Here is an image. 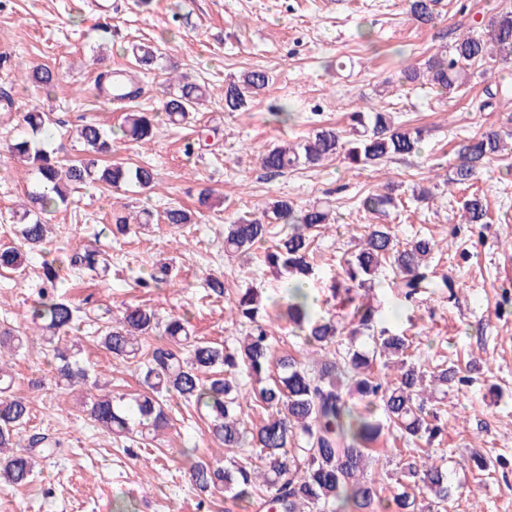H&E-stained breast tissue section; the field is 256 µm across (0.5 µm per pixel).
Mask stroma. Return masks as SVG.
<instances>
[{
    "mask_svg": "<svg viewBox=\"0 0 512 512\" xmlns=\"http://www.w3.org/2000/svg\"><path fill=\"white\" fill-rule=\"evenodd\" d=\"M0 0V93L12 109L0 112V246L18 243L17 227L34 169L14 160L8 145L25 112L37 108L55 125L43 145L65 163L84 157L76 138L86 122L118 129L123 111L97 90L102 69H125L137 42L158 45L162 57L153 70L136 76L141 89L132 111L157 112L170 85L186 74L204 83L209 98L191 124H158L151 143L118 140L104 164L130 162L155 171L152 189L83 186L69 204L48 217L52 233L44 251H23L18 271L0 270V323L26 333L31 344L12 361L14 392L31 402L26 432L59 440L23 488L0 484V512H267L261 503L245 508L223 495L199 497L185 473L181 449L210 457L218 445L208 421L194 408L173 402L168 429L141 446L95 428L79 402L84 392L51 381L48 356L28 310L42 289L44 261L62 268L57 292L79 310L72 340L82 358L109 380L113 396L140 391L136 365L120 363L100 349L104 312L121 316L129 306L153 308L160 319L187 316L196 336L234 345L241 334L228 301L253 287L274 296L283 274L254 259L242 262L224 252V226L253 216L258 204L281 197L303 207L329 202L334 224L312 232L309 286L335 312L332 276L357 253L372 224L360 200L392 190L399 204L381 221L400 243L432 238L429 286L415 302H405L391 269H383L369 296L380 305L387 326L414 337L426 369L455 365L471 376L470 386L449 387L434 401L444 424L440 446L447 452L454 497L448 512H512V174L503 161L487 164L472 188L452 183L459 144L490 129L512 131V60L473 65L466 82L445 95L427 80L404 82L402 71L422 66L438 48L466 33H480L487 20L512 0H434L435 20L414 23L406 0ZM49 66L61 81L45 92L30 79ZM262 69L269 86L249 111L224 109V84L232 75ZM507 87L488 108H480L486 88ZM288 105L292 122L272 114ZM375 108L422 131L420 153L349 168L336 156L320 165L269 178L260 156L282 141H304L313 129L349 128V114ZM209 187L211 206H199L196 191ZM485 197L486 223H464L471 195ZM179 204L195 215L184 226L154 223L113 236L116 212L154 213ZM109 262L107 271L88 274L67 258L86 246ZM169 268L172 284L139 287L157 264ZM224 282V297L213 296L209 277ZM497 464L486 473L470 465L473 453Z\"/></svg>",
    "mask_w": 512,
    "mask_h": 512,
    "instance_id": "obj_1",
    "label": "stroma"
}]
</instances>
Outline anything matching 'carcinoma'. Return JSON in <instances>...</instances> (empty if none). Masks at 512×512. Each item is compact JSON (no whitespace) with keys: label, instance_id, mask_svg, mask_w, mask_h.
Here are the masks:
<instances>
[{"label":"carcinoma","instance_id":"1","mask_svg":"<svg viewBox=\"0 0 512 512\" xmlns=\"http://www.w3.org/2000/svg\"><path fill=\"white\" fill-rule=\"evenodd\" d=\"M432 0H409L408 13L420 25L432 23ZM499 54L512 59V9L493 16L485 34H467L454 41L451 51L434 54L425 62L427 81L444 93L457 90L467 68ZM159 48L152 44L133 47V65L157 62ZM37 86L52 91L60 82L58 72L42 67L32 74ZM269 74L254 69L229 79L224 90V111L246 112L252 100L269 84ZM205 86L183 81L162 105L169 123L190 122ZM156 115L128 112L120 125L122 138L146 144L154 135ZM24 130L10 144L11 153L33 165L38 188L27 193L32 217L19 227V236L31 249L46 243L49 224L44 216L67 202L71 188L86 182L113 187L134 183L142 189L154 182L147 166L112 164L100 166L112 153V138L94 123L82 125L78 136L86 158L77 165H64L53 154L34 146L35 138L50 130L52 119L33 109L23 117ZM352 138L342 141L334 128L321 127L299 144H276L261 157L262 167L280 176L300 167L315 166L345 151L354 165H369L395 156L420 152L422 133L393 121L390 113L357 110L351 115ZM512 133L488 130L472 138L459 151L453 182L466 184L486 164L508 150L505 139ZM396 206L393 193H370L361 207L384 216ZM469 224L487 218L481 197L471 196L463 205ZM328 205L296 207L286 198L264 203L254 218H240L224 225V253L247 257L266 239L269 226L282 224L288 232L280 237L265 262L290 275L269 312L256 288H247L234 299L232 313L246 325L245 335L233 347H219L193 335L186 316L162 322L143 307H128L115 323H107L98 344L119 362L138 363L144 391L129 399L96 394L84 403L90 419L112 434L132 442L153 439L167 429V402L177 399L204 413L210 431L227 452L219 458L200 459L186 448L192 485L203 496L223 493L235 502L258 498L269 512H443L452 499L445 454L432 448L443 428L437 409L428 407L425 381L431 385L465 386L472 382L452 367L437 366L431 373L415 355L414 341L382 324L381 310L365 300L362 291L374 277L390 266L404 297L413 298L427 278L435 242L419 239L402 248L386 224L373 226L362 247L344 262L342 274L330 286L332 298L347 308L349 322L341 324L323 314L320 300H308L304 288L313 274L308 262L310 233L331 221ZM164 222L182 226L194 223L191 211L174 206ZM69 263L87 269L98 264L97 252L85 248ZM21 253L15 247L0 248V268L17 270ZM43 276L47 286L29 311L30 322L49 348L54 380L64 387L78 384L99 387V377L81 360L76 342L61 344L62 334L72 328L75 308L54 295L58 279L54 262L46 261ZM284 321L301 336L310 350H330L331 358L310 369L292 357L278 359L277 375H271L272 324ZM371 332L372 349L355 347L358 334ZM155 343L143 350L142 342ZM29 343L19 330L0 325V452L13 447L29 419L28 402L12 394V374L6 356L14 357ZM261 384L255 401L268 411L259 426L247 429L240 370ZM397 371L389 379L388 371ZM398 433L416 445L412 455L399 459L386 474L394 481L391 497L382 498L381 480L367 475L371 451L385 432ZM58 442L47 434L29 436L26 452L0 457V479L11 486L29 483L42 459L54 454ZM422 486L430 493L422 504L409 489Z\"/></svg>","mask_w":512,"mask_h":512}]
</instances>
